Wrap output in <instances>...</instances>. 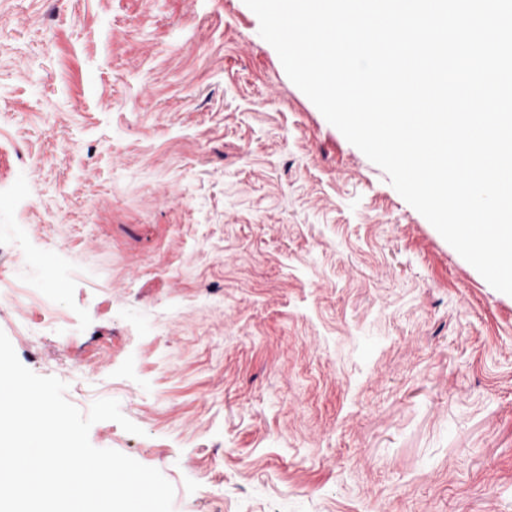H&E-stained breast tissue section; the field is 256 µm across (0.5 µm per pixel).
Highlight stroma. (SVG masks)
<instances>
[{
  "label": "stroma",
  "mask_w": 512,
  "mask_h": 512,
  "mask_svg": "<svg viewBox=\"0 0 512 512\" xmlns=\"http://www.w3.org/2000/svg\"><path fill=\"white\" fill-rule=\"evenodd\" d=\"M64 335L0 330L173 512H512V296L288 78L244 0H0V187ZM96 363L80 376L78 365ZM0 204L11 210L15 216L20 217L24 211L40 207L41 198L35 190L32 180L27 174H23L8 193H1Z\"/></svg>",
  "instance_id": "stroma-1"
}]
</instances>
